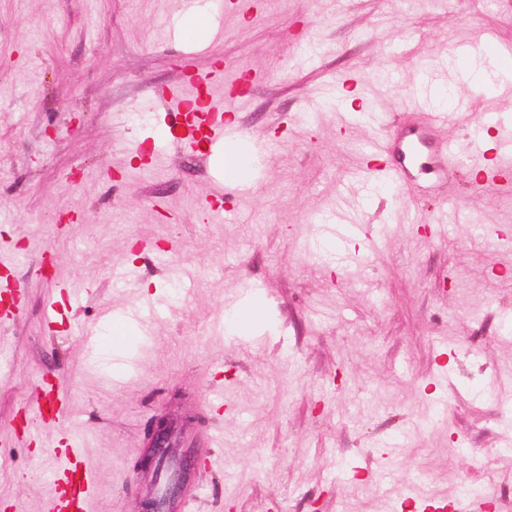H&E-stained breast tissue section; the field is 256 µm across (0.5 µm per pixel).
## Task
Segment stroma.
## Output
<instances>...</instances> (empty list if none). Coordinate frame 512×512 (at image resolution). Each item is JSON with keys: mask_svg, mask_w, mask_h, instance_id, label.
I'll use <instances>...</instances> for the list:
<instances>
[{"mask_svg": "<svg viewBox=\"0 0 512 512\" xmlns=\"http://www.w3.org/2000/svg\"><path fill=\"white\" fill-rule=\"evenodd\" d=\"M192 14L209 52L184 35ZM489 38L512 48V0H255L248 13L231 0H0V254L23 290L21 313L0 321V512H44V451L62 431L82 444L93 512H133L164 414L176 427L163 477L191 440L222 437L185 481L191 512H387L386 494L409 486L421 496L396 512H427L430 497L512 512V194L475 186L495 150L471 133L512 127V92L449 65L454 47ZM217 62L254 73L232 116L264 150L251 187L207 214L222 172L160 136V94ZM413 88L456 106L434 135L465 159L405 178L399 205L390 171L365 177L366 151L428 125ZM69 209L81 221L59 229ZM173 263L196 273L179 297ZM129 267L135 280L117 284ZM246 279L265 314L255 344L211 330ZM61 282L77 295L50 328ZM151 306L152 338L121 379L113 322ZM46 379L69 405L31 443L23 424ZM465 479L496 488L489 505L461 496Z\"/></svg>", "mask_w": 512, "mask_h": 512, "instance_id": "stroma-1", "label": "stroma"}]
</instances>
